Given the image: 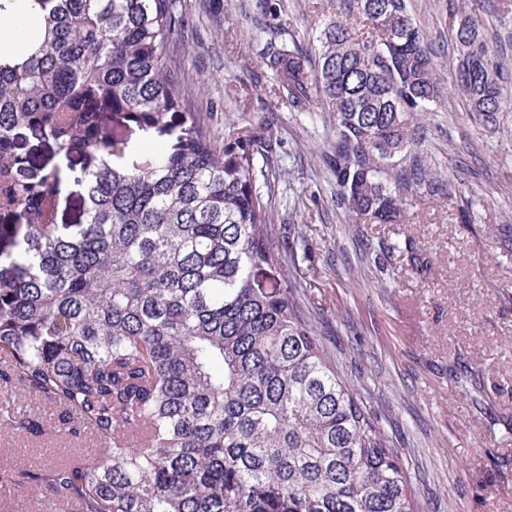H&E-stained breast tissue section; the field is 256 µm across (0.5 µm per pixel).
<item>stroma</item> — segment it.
Masks as SVG:
<instances>
[{
	"label": "stroma",
	"instance_id": "obj_1",
	"mask_svg": "<svg viewBox=\"0 0 512 512\" xmlns=\"http://www.w3.org/2000/svg\"><path fill=\"white\" fill-rule=\"evenodd\" d=\"M474 0H407L434 56L445 107L425 114L416 149L437 189L408 207L401 224H365L353 235L336 204L324 162L333 138L320 111L292 112L270 96L274 81L259 57L281 39L293 15L301 37L316 35L309 0H170L168 69L187 111L223 146L230 127L272 116L271 221L276 247L295 264L265 271L267 280L303 286L296 301L339 371L364 401L408 470L416 512H512V112L485 124L452 79V9ZM489 46L507 73L512 97V20L484 0ZM125 155L166 145L155 130L113 119ZM472 199L460 223L449 191ZM413 239L429 264L411 271L383 243ZM42 432H0V512H42L33 473L93 454L84 434L62 443L57 414L35 403Z\"/></svg>",
	"mask_w": 512,
	"mask_h": 512
}]
</instances>
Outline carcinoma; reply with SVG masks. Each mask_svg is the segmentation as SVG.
Here are the masks:
<instances>
[{
  "instance_id": "1",
  "label": "carcinoma",
  "mask_w": 512,
  "mask_h": 512,
  "mask_svg": "<svg viewBox=\"0 0 512 512\" xmlns=\"http://www.w3.org/2000/svg\"><path fill=\"white\" fill-rule=\"evenodd\" d=\"M27 44L0 52V382L87 430L80 454L37 473L77 512H415L407 470L357 384L327 359L281 265L258 164L271 143L215 147L185 111L165 61L167 0H28ZM315 41L266 44L275 97L316 106L334 137L325 161L356 224H401L433 191L412 158V123L441 102L431 47L406 0H317ZM469 110L512 109L486 22L450 25ZM121 116L174 137L128 167ZM180 116L178 128L172 117ZM34 137L81 149L84 221L54 208L67 170L35 173ZM41 432L0 391V429Z\"/></svg>"
}]
</instances>
